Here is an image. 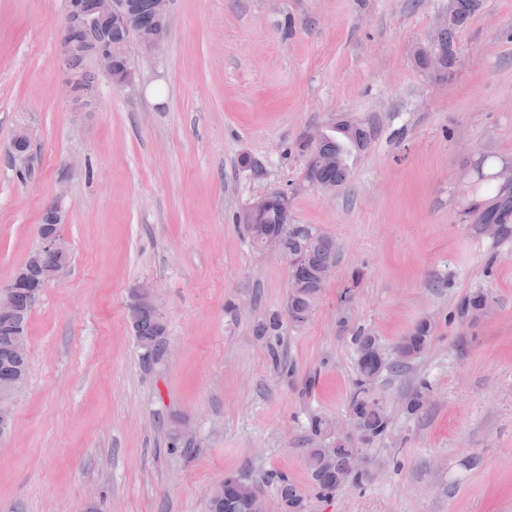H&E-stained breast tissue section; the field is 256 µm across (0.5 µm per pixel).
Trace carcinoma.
Masks as SVG:
<instances>
[{"label": "carcinoma", "mask_w": 512, "mask_h": 512, "mask_svg": "<svg viewBox=\"0 0 512 512\" xmlns=\"http://www.w3.org/2000/svg\"><path fill=\"white\" fill-rule=\"evenodd\" d=\"M156 0H132L133 16L126 22L106 21L109 41L129 47L131 41L139 38L155 26ZM479 0H452L453 16L448 27L437 33V45L442 50L447 64H456L457 33L478 9ZM69 69L76 74L88 90H95L98 72L91 65L83 50H77L70 57ZM369 139L368 131L350 120H339L331 131L316 147L302 143L298 148L305 157L306 178L318 187H339L350 175V160L362 152ZM512 221V196L503 193L496 196L494 202L482 209L476 217V223L488 230L499 233L509 232ZM252 243L262 249L267 236L275 234L281 237L283 257L300 260L289 264L290 277L294 284L288 294L285 315L288 323L294 327L305 324L315 306L322 288L328 278V271L336 263L339 246L331 236L312 233L299 224L287 222L281 201L274 199L259 221L245 225ZM492 310V300L487 291L478 288L465 294L455 307V315L462 319L466 316L477 320L487 316ZM15 317L0 313V387L8 385L14 373L29 370V359H18L13 350L17 336L9 330ZM281 328V317L274 314L261 322L256 330L259 336H277ZM138 348L141 353L148 351L158 354L165 342L167 327L161 323L149 307L141 308L132 325ZM432 326L430 321H419L411 332L395 346L396 356L402 361L418 357L431 343ZM353 343L357 351L358 379L356 389L350 400V415L360 426L358 435L352 437H334L331 444L335 452L326 455L323 448L307 449V466L313 487L322 494H332L345 485L360 486L364 483L365 472L361 471L340 482L337 474L344 468L348 458L361 448H367L381 438L389 429L390 418L383 405L370 391V384L386 366V359L378 356L379 343L376 336L362 328L353 334ZM428 385L421 383L407 402V412L416 415L427 403ZM311 435L322 442L331 434V421L323 416H314L309 424ZM271 476L260 473L256 477L228 474L217 485L213 497L207 502V512H255L250 490L243 486L248 482L252 486L270 481ZM280 499L286 512H304V495L287 477H277Z\"/></svg>", "instance_id": "1"}]
</instances>
